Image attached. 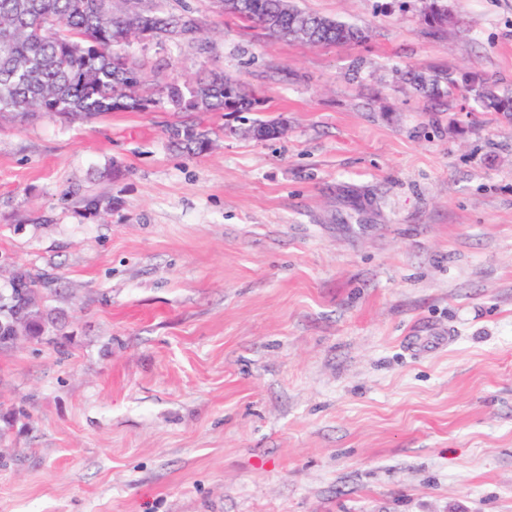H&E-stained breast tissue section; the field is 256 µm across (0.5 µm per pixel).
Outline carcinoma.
<instances>
[{"instance_id":"carcinoma-1","label":"carcinoma","mask_w":512,"mask_h":512,"mask_svg":"<svg viewBox=\"0 0 512 512\" xmlns=\"http://www.w3.org/2000/svg\"><path fill=\"white\" fill-rule=\"evenodd\" d=\"M224 14L258 27L272 39L312 45L365 40L345 21L314 15L291 0H224ZM452 14L448 0H430L425 24L441 30ZM201 31L191 11L179 14L146 8L142 0H0V112L23 120L43 114L91 119L107 112H259L262 101L219 70L196 79L150 86L126 50L133 41L189 42ZM408 80L428 96L464 89L482 109L512 122V90L499 89L480 73L410 72ZM281 119H255L254 139L279 133ZM170 142L197 155L208 150L209 133L194 125L174 126ZM30 319L17 336L35 338L53 324L33 288Z\"/></svg>"}]
</instances>
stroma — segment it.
Listing matches in <instances>:
<instances>
[{"label": "stroma", "mask_w": 512, "mask_h": 512, "mask_svg": "<svg viewBox=\"0 0 512 512\" xmlns=\"http://www.w3.org/2000/svg\"><path fill=\"white\" fill-rule=\"evenodd\" d=\"M295 2L366 40L156 0L202 33L129 48L154 85L224 70L281 139L0 114V255L56 314L0 349V512H512V125L401 77L512 85V0L439 32L426 0ZM169 138L173 147L192 155L205 152L211 143L209 133L194 125L173 126Z\"/></svg>", "instance_id": "obj_1"}]
</instances>
